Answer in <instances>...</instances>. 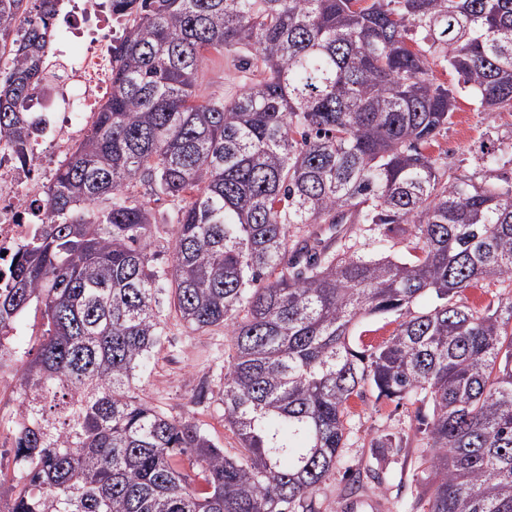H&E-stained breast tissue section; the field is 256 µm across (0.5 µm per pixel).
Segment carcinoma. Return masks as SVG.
<instances>
[{
    "instance_id": "obj_1",
    "label": "carcinoma",
    "mask_w": 512,
    "mask_h": 512,
    "mask_svg": "<svg viewBox=\"0 0 512 512\" xmlns=\"http://www.w3.org/2000/svg\"><path fill=\"white\" fill-rule=\"evenodd\" d=\"M29 2L0 0V150L20 157L51 95L62 0ZM105 8L108 99L38 206L52 225L0 287V357L30 306L46 319L18 369L22 485L0 489V512H318L368 388L432 403L420 512H512V178L463 182L432 151L462 94L512 112V0ZM210 50L244 55L248 76L204 99ZM450 69L454 89L436 77ZM138 184L172 201L164 220ZM383 228L406 253L371 249ZM484 281L510 291L483 311L454 300ZM167 294L188 328L228 336L233 455L135 395ZM365 315L396 327L357 351Z\"/></svg>"
}]
</instances>
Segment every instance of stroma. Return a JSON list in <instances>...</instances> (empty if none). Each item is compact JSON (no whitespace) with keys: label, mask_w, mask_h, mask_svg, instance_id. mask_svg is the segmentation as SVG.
<instances>
[{"label":"stroma","mask_w":512,"mask_h":512,"mask_svg":"<svg viewBox=\"0 0 512 512\" xmlns=\"http://www.w3.org/2000/svg\"><path fill=\"white\" fill-rule=\"evenodd\" d=\"M234 62L208 53L203 63V96L226 94L244 79ZM512 141V113L487 117L474 99L461 96L447 129L437 138L436 149L447 154L448 164L464 181L480 182L488 170L483 156L500 143ZM167 336L155 354L151 371L140 382V395L148 404L173 418L193 417L214 442L235 452L238 441L224 422V363L230 354L223 328L206 331L186 328L173 310L163 308ZM18 362L0 361V468L12 473L11 420L17 409L10 393L16 385ZM352 433L341 452V463L316 495L320 512H345L351 472L375 468L376 477H365V493L382 499L385 512H412L427 482L418 459L425 450L423 422L431 407L418 408L365 392L350 402ZM395 441L392 449L376 447L379 436Z\"/></svg>","instance_id":"1"}]
</instances>
